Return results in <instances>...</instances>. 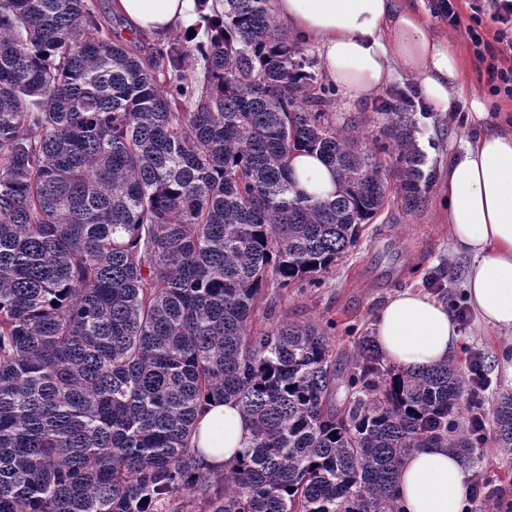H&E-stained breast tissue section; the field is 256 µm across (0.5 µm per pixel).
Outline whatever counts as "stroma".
Segmentation results:
<instances>
[{"mask_svg": "<svg viewBox=\"0 0 512 512\" xmlns=\"http://www.w3.org/2000/svg\"><path fill=\"white\" fill-rule=\"evenodd\" d=\"M401 91L411 95L417 87L399 73L369 96L336 90L330 110L336 120L355 119L356 133L370 150L380 135L376 107L384 102L397 104ZM487 125V120L470 116L464 103L458 111L430 112L419 118V146L435 178H442L449 158L461 154L465 142L480 135ZM467 264V257L454 252L448 227L441 222L437 187H430L424 206L415 212L402 208L401 193L394 188L357 248L332 267L321 285L303 283L273 293L275 313L260 324L265 327L270 320L285 318L321 325L336 353L346 356L353 353L359 337L371 335L377 310L396 292L421 288L448 304L465 302ZM473 348L484 356L490 387L482 396L481 410L488 415L497 397L512 390V383L498 370L505 351H512V330L495 332L478 325L476 316H469L461 331L457 363L467 365ZM476 456L473 469L488 479L495 501L487 512H506L512 503V457L489 448L477 450Z\"/></svg>", "mask_w": 512, "mask_h": 512, "instance_id": "35a3bbf8", "label": "stroma"}]
</instances>
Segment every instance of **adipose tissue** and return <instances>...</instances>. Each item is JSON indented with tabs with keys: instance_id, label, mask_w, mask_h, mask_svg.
<instances>
[{
	"instance_id": "obj_1",
	"label": "adipose tissue",
	"mask_w": 512,
	"mask_h": 512,
	"mask_svg": "<svg viewBox=\"0 0 512 512\" xmlns=\"http://www.w3.org/2000/svg\"><path fill=\"white\" fill-rule=\"evenodd\" d=\"M272 9L281 27L318 43L326 77L347 92L372 94L399 70L417 82L432 111H448L460 97L475 117L488 115L487 99L465 83L464 55L433 30L422 0H272ZM112 11L131 31L158 41L202 32L206 24L195 0H112ZM292 168L307 195L324 199L338 188L334 172L315 155L296 154ZM440 198L453 249L470 259L464 291L478 323L512 330L511 113H501L449 162ZM372 334L387 362L407 368L452 361L461 330L448 305L407 289L380 307ZM250 438L238 407L218 399L201 412L193 446L219 470ZM398 495L402 512H466L469 470L455 449H416L403 461Z\"/></svg>"
}]
</instances>
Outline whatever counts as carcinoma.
<instances>
[{"mask_svg":"<svg viewBox=\"0 0 512 512\" xmlns=\"http://www.w3.org/2000/svg\"><path fill=\"white\" fill-rule=\"evenodd\" d=\"M207 22L144 56L88 0H0V512H158L195 490L204 512H400L412 450L512 455V392L482 440L457 363L399 368L364 339L343 365L313 323L253 328L266 290L319 285L357 247L390 175L411 211L431 174L410 112L377 108L386 168L336 128L270 0ZM298 152L336 171L335 198L297 189ZM211 399L252 431L222 472L192 448Z\"/></svg>","mask_w":512,"mask_h":512,"instance_id":"cac0c4a2","label":"carcinoma"}]
</instances>
